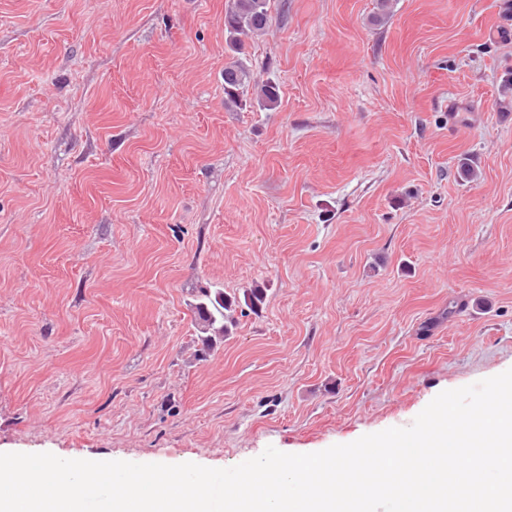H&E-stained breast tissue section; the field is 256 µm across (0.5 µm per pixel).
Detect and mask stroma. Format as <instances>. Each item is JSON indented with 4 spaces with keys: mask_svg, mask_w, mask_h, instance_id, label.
Masks as SVG:
<instances>
[{
    "mask_svg": "<svg viewBox=\"0 0 512 512\" xmlns=\"http://www.w3.org/2000/svg\"><path fill=\"white\" fill-rule=\"evenodd\" d=\"M226 5L0 0V453L231 468L512 368V0H270L271 107ZM251 76L240 60H232L224 66V103L242 101L249 94ZM236 301L224 296L221 288H206L201 291L199 299L194 306V314L203 345L209 346L217 338H224L226 320L233 318L236 310Z\"/></svg>",
    "mask_w": 512,
    "mask_h": 512,
    "instance_id": "1",
    "label": "stroma"
}]
</instances>
